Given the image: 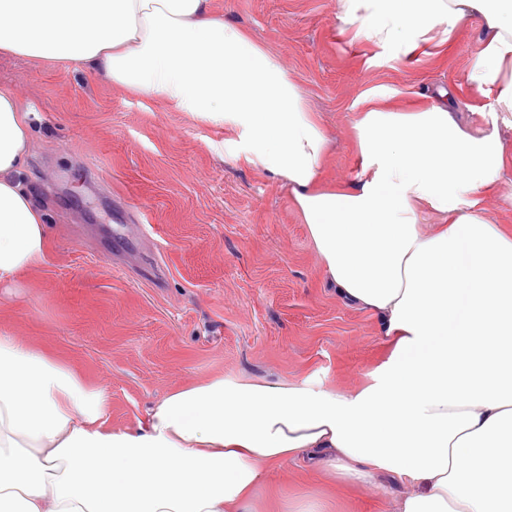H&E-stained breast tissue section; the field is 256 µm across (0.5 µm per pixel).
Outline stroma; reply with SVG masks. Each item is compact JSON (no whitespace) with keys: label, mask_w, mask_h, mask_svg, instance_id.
Wrapping results in <instances>:
<instances>
[{"label":"stroma","mask_w":512,"mask_h":512,"mask_svg":"<svg viewBox=\"0 0 512 512\" xmlns=\"http://www.w3.org/2000/svg\"><path fill=\"white\" fill-rule=\"evenodd\" d=\"M337 0H213L216 14L288 69L331 140L324 177L359 164L354 103L387 85L461 84L479 25L440 54L375 59ZM0 88L34 131L26 183L47 205L48 249L29 288H0V329L75 367L134 426L168 390L216 375L344 388L385 359L374 316L331 293L288 190L246 163L222 126L128 94L76 64L0 55ZM285 512L335 492L332 512H388L386 492L330 488L303 465L275 473Z\"/></svg>","instance_id":"35a3bbf8"}]
</instances>
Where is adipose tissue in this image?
Segmentation results:
<instances>
[{
	"mask_svg": "<svg viewBox=\"0 0 512 512\" xmlns=\"http://www.w3.org/2000/svg\"><path fill=\"white\" fill-rule=\"evenodd\" d=\"M337 17L393 59L448 49L479 21L466 84L482 130L460 126L453 100L403 107L402 89L369 88L360 171L329 185L319 117L212 0H0V53L83 66L233 131L244 160L288 188L337 298L392 346L357 388L218 375L109 430L104 391L0 331V512H260L258 490L300 461L348 484L398 479L392 512H512V230L486 207L512 170V0H337ZM32 136L0 89V283L47 249L24 182Z\"/></svg>",
	"mask_w": 512,
	"mask_h": 512,
	"instance_id": "1",
	"label": "adipose tissue"
}]
</instances>
